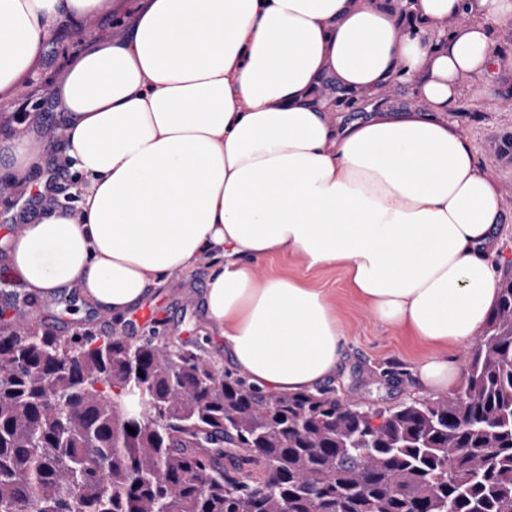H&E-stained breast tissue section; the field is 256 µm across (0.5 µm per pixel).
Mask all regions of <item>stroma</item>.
I'll list each match as a JSON object with an SVG mask.
<instances>
[{
    "label": "stroma",
    "mask_w": 512,
    "mask_h": 512,
    "mask_svg": "<svg viewBox=\"0 0 512 512\" xmlns=\"http://www.w3.org/2000/svg\"><path fill=\"white\" fill-rule=\"evenodd\" d=\"M82 28V23L75 20L59 22L52 37L46 40L33 72L19 86L14 101L0 102L1 143L17 133L14 115L23 112L28 116L30 136L42 146L45 156H61L67 115L56 96V84L74 56L88 48L81 37ZM415 99L411 85L392 81L378 95L354 102L342 101L337 110L348 123L361 119L363 111L368 109L403 111L411 107ZM450 118L473 139L504 197L512 198V155L498 153L504 139L512 135V109H497L484 100L465 97ZM259 272L302 278L322 289L332 301L345 329L346 346L335 376L326 382L328 388L375 407L427 397V390L413 375V367L423 355V348L403 336L398 328L375 319L353 292L342 268L329 265L309 268L298 258L275 256L262 262ZM207 276V268L201 267L173 276L155 287L145 302L156 307L159 315L155 321L137 326L132 323V313L112 314L78 294L70 295L68 302H56L54 311L69 333L90 329L99 334L122 336L132 342L158 336L198 344L210 362L230 372L234 366L203 317Z\"/></svg>",
    "instance_id": "1"
}]
</instances>
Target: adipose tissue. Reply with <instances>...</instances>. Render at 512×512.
Returning a JSON list of instances; mask_svg holds the SVG:
<instances>
[{
	"instance_id": "ef3b65f1",
	"label": "adipose tissue",
	"mask_w": 512,
	"mask_h": 512,
	"mask_svg": "<svg viewBox=\"0 0 512 512\" xmlns=\"http://www.w3.org/2000/svg\"><path fill=\"white\" fill-rule=\"evenodd\" d=\"M107 0H0V94H11L57 22ZM146 0L131 34L96 38L59 88L76 207L12 235V271L52 296L78 286L120 315L170 276L204 266L206 315L239 373L309 391L336 372L345 332L327 294L276 255L346 270L382 323L430 346L416 371L445 392L497 301L503 195L449 120L485 97L512 0ZM475 84L462 87L463 77ZM413 84L428 108L348 124L320 94ZM41 163L18 138L0 169Z\"/></svg>"
}]
</instances>
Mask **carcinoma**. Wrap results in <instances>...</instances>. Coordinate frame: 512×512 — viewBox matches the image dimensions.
I'll return each instance as SVG.
<instances>
[{"label":"carcinoma","mask_w":512,"mask_h":512,"mask_svg":"<svg viewBox=\"0 0 512 512\" xmlns=\"http://www.w3.org/2000/svg\"><path fill=\"white\" fill-rule=\"evenodd\" d=\"M497 294L463 386L379 412L158 336L0 331V512H512V262Z\"/></svg>","instance_id":"obj_1"}]
</instances>
